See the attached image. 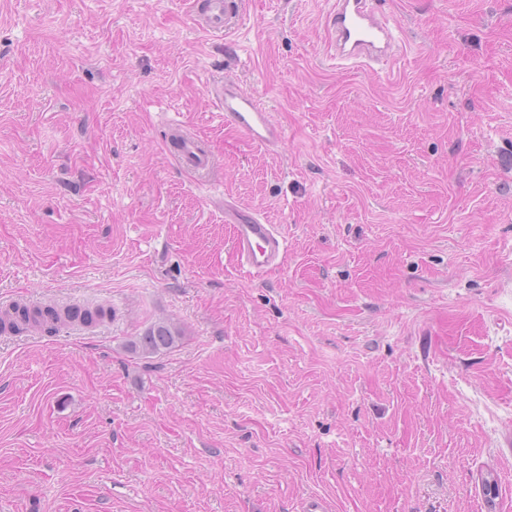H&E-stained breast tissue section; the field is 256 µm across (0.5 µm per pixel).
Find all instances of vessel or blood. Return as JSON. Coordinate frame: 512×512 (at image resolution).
Here are the masks:
<instances>
[{"mask_svg": "<svg viewBox=\"0 0 512 512\" xmlns=\"http://www.w3.org/2000/svg\"><path fill=\"white\" fill-rule=\"evenodd\" d=\"M236 0H190V18L210 34L227 30L237 13ZM326 54L330 59L365 65L393 60L398 27L384 18L371 0H332L325 19ZM206 92L223 114L224 122L255 145L280 148L285 132L264 103L237 80L222 77L209 82ZM168 140L175 163L199 179L210 177L214 154L209 144L178 122L168 125ZM224 221L233 236V251L245 272L258 275L277 267L287 240L275 225L257 214L224 205Z\"/></svg>", "mask_w": 512, "mask_h": 512, "instance_id": "1", "label": "vessel or blood"}]
</instances>
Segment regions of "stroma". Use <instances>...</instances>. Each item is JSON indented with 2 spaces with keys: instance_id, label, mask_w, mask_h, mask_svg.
<instances>
[{
  "instance_id": "obj_1",
  "label": "stroma",
  "mask_w": 512,
  "mask_h": 512,
  "mask_svg": "<svg viewBox=\"0 0 512 512\" xmlns=\"http://www.w3.org/2000/svg\"><path fill=\"white\" fill-rule=\"evenodd\" d=\"M373 3L376 72L326 60L327 0L220 37L188 0H0V310L112 312L0 337V512H512V0ZM225 74L277 151L220 120ZM223 196L279 269H239ZM160 321L178 345L132 352ZM206 92L224 114V124L242 133L251 143L278 149L285 141V132L275 122L264 103L237 80L222 77L209 82ZM168 141L175 163L198 179L210 177L214 168V154L209 144L187 130L179 122L168 124Z\"/></svg>"
}]
</instances>
